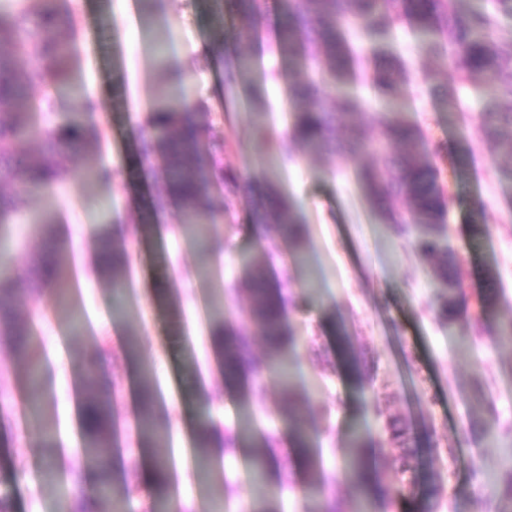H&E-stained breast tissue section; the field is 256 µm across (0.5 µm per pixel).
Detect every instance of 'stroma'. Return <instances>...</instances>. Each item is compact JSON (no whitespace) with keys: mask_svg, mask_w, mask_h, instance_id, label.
<instances>
[{"mask_svg":"<svg viewBox=\"0 0 512 512\" xmlns=\"http://www.w3.org/2000/svg\"><path fill=\"white\" fill-rule=\"evenodd\" d=\"M265 3L264 28L253 37L252 23L235 0H60V8L74 17L71 76L79 92L56 96L55 109L97 125L100 146L70 156L71 174L55 194L33 198L29 212L0 237L10 248L0 275L22 278L41 243L37 226L43 218L53 215L69 231L60 260L78 275L69 300L82 316L80 333L56 314L54 291L18 308L20 317L34 318L41 338L46 414L60 436L80 437L82 392L95 378L85 358L105 342L112 354L99 365L110 372L117 395L114 453L128 460L126 477L139 504L151 494L141 472L172 462L179 448L186 464L176 490L185 512H214L218 504L233 512L237 496L252 494L251 449L220 457L201 476L193 439L202 419L221 431L237 424L246 409L277 438L279 469L269 485L284 512H308L322 494L336 512H361L341 477L347 443L356 431L373 438L376 480L386 489L398 484L402 448L413 453L411 492L388 505L376 503L375 512H484V501L497 495L495 476L512 467V439L496 441L482 431L491 417L512 423V344H495L486 331L490 322L512 324V156L486 142L481 132L488 81L456 83L446 60L424 51L410 29L394 30L389 49L409 63L398 108L428 139L430 159L450 195L448 247L462 262L469 298H492L489 319L470 313L448 321L436 313L448 297L437 261L422 258L412 237L389 236L362 191L358 166L333 151L304 154L290 141L288 84L305 76L306 68L274 51L280 0ZM219 38L226 50L248 57L253 75H267L261 103H254L246 88L225 90L222 61L204 52ZM175 69L194 74L191 91L208 106L216 133L227 143L224 168L241 184L237 193L215 194L219 215L211 230L221 248L208 257L198 243L175 232V210L153 211L160 179L138 155L145 121ZM88 99L96 102L97 112L84 110ZM262 125L274 135L273 144L259 136ZM271 147L285 159L277 172L279 186L296 202L309 229L302 264H295L284 242L280 262L268 264L277 281L284 265L292 267L285 313L303 346L291 363V390L266 375L249 380L239 399L224 387V367L210 343L214 325L205 309L213 303L223 307L225 323L246 322L248 295L240 277L244 262L258 253L247 226L254 186L266 172L261 159ZM102 166L118 172L119 180H85L87 171ZM116 226L124 233L129 280L135 285L118 317L112 314L110 286L84 277L96 233ZM340 323L361 376L341 361ZM131 340L137 344L134 361L117 358ZM146 372L169 421L164 440L143 448L133 428ZM23 380V362L0 343V388L9 391L0 395V494L9 498L11 512H57L60 488L69 487L85 465L80 456L66 457L59 487L43 482L53 456L39 448L38 431L16 418ZM292 391L310 397L303 414L322 472L307 469L287 442ZM392 417L406 427L404 444L389 438L385 424Z\"/></svg>","mask_w":512,"mask_h":512,"instance_id":"35a3bbf8","label":"stroma"}]
</instances>
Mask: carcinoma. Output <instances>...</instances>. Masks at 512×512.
<instances>
[{"label":"carcinoma","instance_id":"1","mask_svg":"<svg viewBox=\"0 0 512 512\" xmlns=\"http://www.w3.org/2000/svg\"><path fill=\"white\" fill-rule=\"evenodd\" d=\"M459 0H283L285 23L279 28L280 42L288 48L289 59L300 62L316 55L334 76V85L308 75L288 84V100L295 112L290 128L300 150L320 154L337 150L344 159L356 162L366 153L367 142L354 118L362 114V98L345 91L356 77L357 52L347 39L351 29L364 40L362 49L377 51L400 25H407L420 36L423 49L445 52L448 70L461 83L477 75L489 81L493 107L482 111V132L499 149L512 155V140L498 138V124L507 118L512 123V40L495 41L491 30L495 16L482 10H462ZM238 11L256 25L264 17L262 0H237ZM74 20L57 8V0H17L11 13L0 12V224L13 222L29 209L32 195L54 194L64 180L67 155L93 150L100 132L80 120L67 117L44 127L28 122L27 104L36 89L71 87L73 56L68 34ZM212 54L225 59V84L234 90L249 76L242 60L224 53V40L215 41ZM28 64H22V61ZM407 69L397 56L387 55L375 68L370 85L375 95L387 104L377 121L389 151L377 154L373 167L360 168L362 189L379 210L392 234L403 237L410 226L423 231L415 239L416 249L425 257H443L438 276L448 288V300L439 316L452 320L464 295L459 263L443 243L447 199L438 182L436 169L427 160L428 143L416 126L408 123L392 106ZM205 103L190 96L183 87L173 93L164 86L158 104L150 115L148 131L138 145L143 162L159 167L163 189L154 198L153 208L165 212L175 205L181 214L184 233L202 241V228L212 222L214 187L232 194L239 181L224 172V139L209 134L211 121ZM346 129L345 138L336 131ZM256 196L253 222L270 224L290 246L294 255L308 238V225L288 196L275 182L263 186ZM402 198L407 208L398 211L394 201ZM62 241L59 225L47 218L42 222V247L31 258L28 278L19 281L0 277V340L27 367L24 386L27 420L41 430L43 447L52 448L55 440L40 412L47 393L41 377L37 337L30 321L14 314L19 301H36L41 290L60 289L59 302L66 305L67 269L58 259ZM128 255L108 232L99 234L92 269L96 276L112 284L113 292L123 288ZM241 285L248 293L246 319L264 337L260 359L249 352V334L224 329L223 309L212 306L210 316L218 321L213 342L224 363V382L233 386L247 376L263 375L268 370L285 373L288 358L297 354L299 340L284 316L281 288L267 279L265 261L257 258L243 269ZM308 398H289L292 428L297 445L308 447L306 431L299 423V412ZM139 424L162 431L167 415L157 409L150 388L142 395ZM354 455L344 473L354 490L364 496L368 479L365 443L356 435L351 441ZM115 447L114 416L110 395L93 387L83 407L82 448L85 461L95 471L99 492L112 491L114 474L108 461ZM169 492L161 485L154 490L150 512H168Z\"/></svg>","mask_w":512,"mask_h":512}]
</instances>
